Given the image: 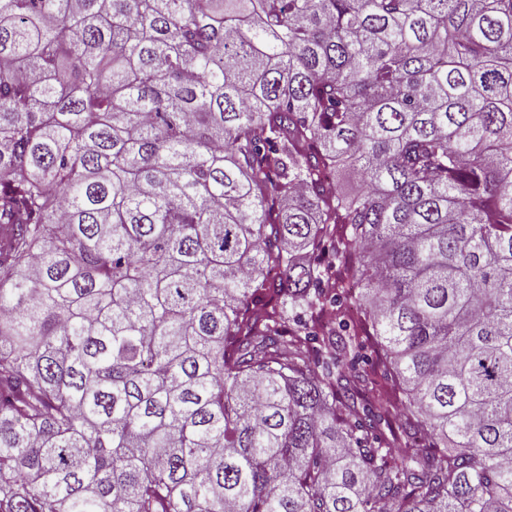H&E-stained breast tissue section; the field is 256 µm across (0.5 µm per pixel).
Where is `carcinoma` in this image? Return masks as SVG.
<instances>
[{
  "label": "carcinoma",
  "instance_id": "carcinoma-1",
  "mask_svg": "<svg viewBox=\"0 0 512 512\" xmlns=\"http://www.w3.org/2000/svg\"><path fill=\"white\" fill-rule=\"evenodd\" d=\"M0 512H512V0H0Z\"/></svg>",
  "mask_w": 512,
  "mask_h": 512
}]
</instances>
